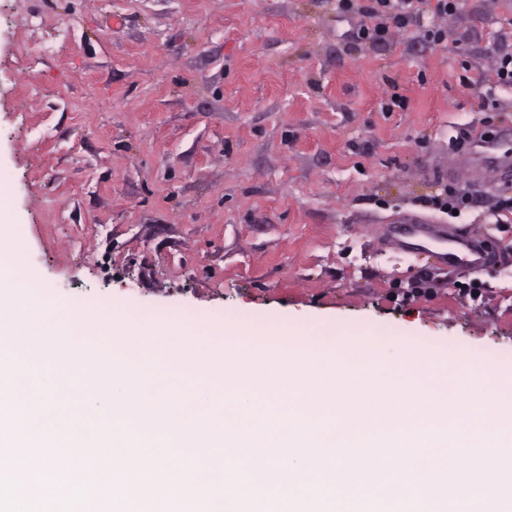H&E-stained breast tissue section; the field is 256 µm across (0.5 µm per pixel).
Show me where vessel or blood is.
I'll use <instances>...</instances> for the list:
<instances>
[{
	"label": "vessel or blood",
	"instance_id": "1",
	"mask_svg": "<svg viewBox=\"0 0 512 512\" xmlns=\"http://www.w3.org/2000/svg\"><path fill=\"white\" fill-rule=\"evenodd\" d=\"M476 171L504 179L512 176V149L506 148L502 139L478 131L471 138L467 152L452 157L447 168L438 170V177H455ZM407 229L395 235L391 244L406 253H418L437 246L436 257L445 264L463 265L481 271L488 264V254L481 241L472 234H459L448 225L437 221L405 215L401 218ZM53 470L58 485H69L78 468L76 458L66 443H59L53 450ZM129 458L126 449L112 451V465L97 468L92 473L95 483L108 485L115 498H122L123 490L117 478L118 471L126 469Z\"/></svg>",
	"mask_w": 512,
	"mask_h": 512
}]
</instances>
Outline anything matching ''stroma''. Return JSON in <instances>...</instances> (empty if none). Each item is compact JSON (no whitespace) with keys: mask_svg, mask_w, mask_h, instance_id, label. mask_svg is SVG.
Wrapping results in <instances>:
<instances>
[{"mask_svg":"<svg viewBox=\"0 0 512 512\" xmlns=\"http://www.w3.org/2000/svg\"><path fill=\"white\" fill-rule=\"evenodd\" d=\"M373 21L335 0H0V221L29 230L23 270L81 309L343 322L511 359L512 177L433 172L473 129L512 132L492 71L512 0L357 43ZM395 92L408 108L382 111ZM447 198L486 271L386 240Z\"/></svg>","mask_w":512,"mask_h":512,"instance_id":"obj_1","label":"stroma"}]
</instances>
